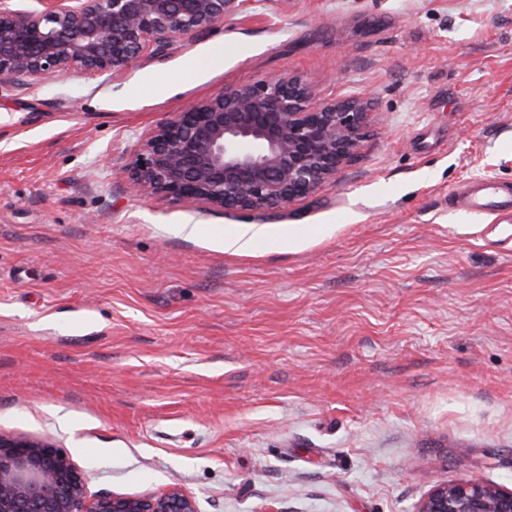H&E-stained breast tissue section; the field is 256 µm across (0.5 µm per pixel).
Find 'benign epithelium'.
<instances>
[{"instance_id": "7a95c632", "label": "benign epithelium", "mask_w": 512, "mask_h": 512, "mask_svg": "<svg viewBox=\"0 0 512 512\" xmlns=\"http://www.w3.org/2000/svg\"><path fill=\"white\" fill-rule=\"evenodd\" d=\"M0 0V80L31 87L71 69L119 73L147 51L213 28L245 0H73L19 10ZM371 102L319 99L296 74L196 102L151 130L124 173L146 196L274 211L309 196L354 156ZM0 512H201L174 484L149 496L88 494L52 440L0 431ZM416 512H512V488L439 484Z\"/></svg>"}]
</instances>
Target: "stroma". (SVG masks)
Wrapping results in <instances>:
<instances>
[{"mask_svg": "<svg viewBox=\"0 0 512 512\" xmlns=\"http://www.w3.org/2000/svg\"><path fill=\"white\" fill-rule=\"evenodd\" d=\"M285 73L376 102L314 194L222 212L120 177L157 124ZM473 177L512 183V0H250L119 74L0 84V430L89 494L201 512L512 488V223L449 209Z\"/></svg>", "mask_w": 512, "mask_h": 512, "instance_id": "obj_1", "label": "stroma"}]
</instances>
